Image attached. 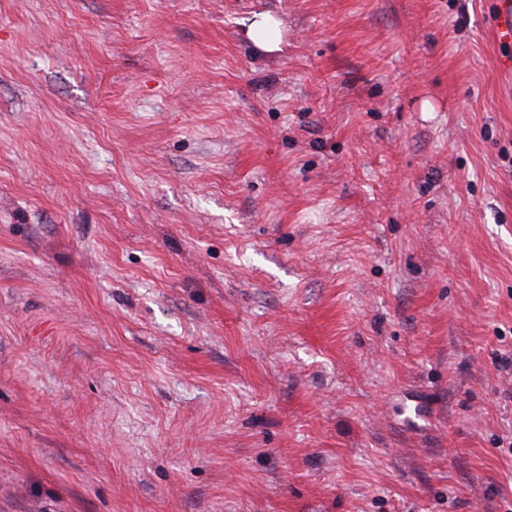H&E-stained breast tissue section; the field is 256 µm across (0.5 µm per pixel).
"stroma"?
<instances>
[{
    "instance_id": "35a3bbf8",
    "label": "stroma",
    "mask_w": 512,
    "mask_h": 512,
    "mask_svg": "<svg viewBox=\"0 0 512 512\" xmlns=\"http://www.w3.org/2000/svg\"><path fill=\"white\" fill-rule=\"evenodd\" d=\"M494 21L0 0V512H512ZM281 25L270 13H258L248 26V34L254 45L266 52L279 50L281 43Z\"/></svg>"
}]
</instances>
